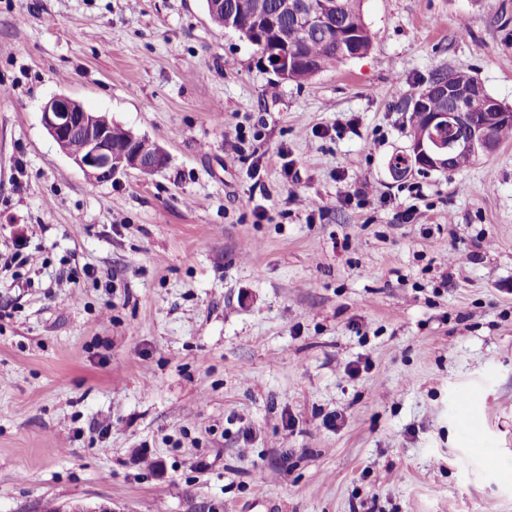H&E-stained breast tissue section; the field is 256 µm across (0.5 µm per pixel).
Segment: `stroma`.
Masks as SVG:
<instances>
[{
  "mask_svg": "<svg viewBox=\"0 0 512 512\" xmlns=\"http://www.w3.org/2000/svg\"><path fill=\"white\" fill-rule=\"evenodd\" d=\"M362 11L272 98L205 0H0V512H512V138L388 167L436 71L512 109V0ZM58 94L166 165L89 182Z\"/></svg>",
  "mask_w": 512,
  "mask_h": 512,
  "instance_id": "1",
  "label": "stroma"
}]
</instances>
